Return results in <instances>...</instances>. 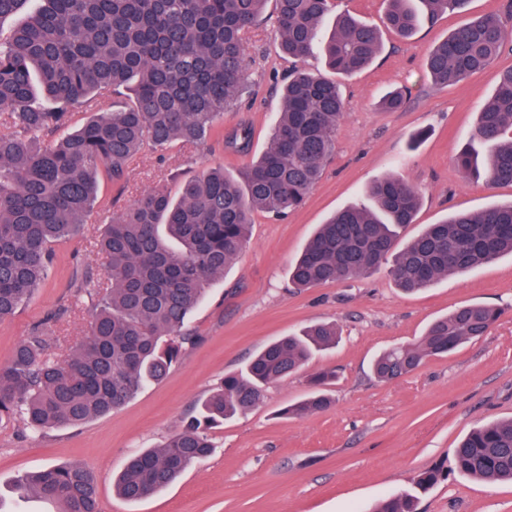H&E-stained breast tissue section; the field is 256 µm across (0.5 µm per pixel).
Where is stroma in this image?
Instances as JSON below:
<instances>
[{
	"label": "stroma",
	"instance_id": "1",
	"mask_svg": "<svg viewBox=\"0 0 512 512\" xmlns=\"http://www.w3.org/2000/svg\"><path fill=\"white\" fill-rule=\"evenodd\" d=\"M511 4L472 0L469 14H441L411 37L384 32L374 62L342 82L344 114L320 181L288 215L255 214L249 245L192 314L200 341L184 351L167 378L121 409L78 426L31 433L17 422L0 424V505L6 512H58L48 501L20 500L13 485L23 473L65 463L94 471L101 512H372L430 469L440 477L422 495L418 512H512V483L476 480L451 467L455 446L473 427L512 417V256L415 293L399 288L384 268L303 291L289 280L292 261L317 226L366 202L368 187L388 175L402 176L422 196L414 224L400 234L404 240L449 213H478L512 201V186L486 187L464 177L455 163L500 73L512 67V45L486 69L445 88L434 86L425 68L429 51L468 16L503 14ZM247 59L248 104L225 112L221 129L228 136L247 128L251 155L225 149L213 136L195 146L175 142L163 151L144 146L122 188L99 171L92 214L76 234L54 244L48 278L0 323V364L33 328L52 336L60 351L84 335L94 303H75L72 284L88 268L103 274L95 243L113 213L158 184L178 194L200 160L237 175L266 149L281 106L279 83L292 64L276 49L267 22L250 33ZM394 89L406 91L405 105L382 108L381 98ZM476 303L503 310L486 336L428 359L404 377L380 382L372 376L377 353L420 339L436 318ZM316 322L336 324V347L270 383L258 407L211 429L212 456L143 500L114 494L113 480L133 453L163 444L202 396L265 345ZM322 370L337 375L332 405L303 418L284 416V408L306 394L308 377Z\"/></svg>",
	"mask_w": 512,
	"mask_h": 512
}]
</instances>
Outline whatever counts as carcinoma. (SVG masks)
<instances>
[{"mask_svg": "<svg viewBox=\"0 0 512 512\" xmlns=\"http://www.w3.org/2000/svg\"><path fill=\"white\" fill-rule=\"evenodd\" d=\"M32 2L27 20L0 43V124L7 128L0 131V321L40 287L53 244L85 223L99 168L122 186L144 145L164 150L176 141L205 142L247 89L246 36L261 21L265 0H0V20ZM275 2L276 35L294 68L267 148L238 177L204 161L178 196L158 185L105 224L96 249L107 277L87 271L76 285L97 300L84 336L65 354L52 352L41 331L19 342L0 366V418L17 416L39 433L80 425L163 381L197 343L190 315L246 248L255 213L282 217L319 181L343 116L339 78L372 62L381 30L344 12L326 34L332 0ZM387 3L386 28L409 37L443 12L467 11L470 0ZM511 42L512 23L495 12L477 15L430 51L427 73L437 86L455 83L485 69ZM317 47L325 73L304 67ZM36 83L53 109L35 105ZM114 92L128 102L69 130L74 108L95 109ZM47 136L57 143L43 146ZM471 140L486 148L487 186L512 185V67L478 113ZM249 144L245 128L225 140L240 154ZM456 164L470 173L474 149L462 147ZM368 198L319 225L291 268L296 288L368 275L390 259L397 285L416 291L512 255V203L429 224L400 248V232L414 223L420 204L417 189L391 175L374 183ZM500 315L492 305L459 306L434 320L419 342L381 352L373 374L381 382L408 375L426 359L485 335ZM336 339L335 325L316 323L266 345L202 398L165 443L128 460L115 483L118 495L139 501L207 459L210 428L257 407L266 385L300 371ZM334 378L313 375L308 395L284 414L302 418L327 408ZM453 469L512 482V419L473 428L454 449ZM437 481L438 472H422L412 490L381 501L374 512H417L419 494ZM15 489L22 499L58 504L59 512H100L97 479L80 464L26 473Z\"/></svg>", "mask_w": 512, "mask_h": 512, "instance_id": "carcinoma-1", "label": "carcinoma"}]
</instances>
